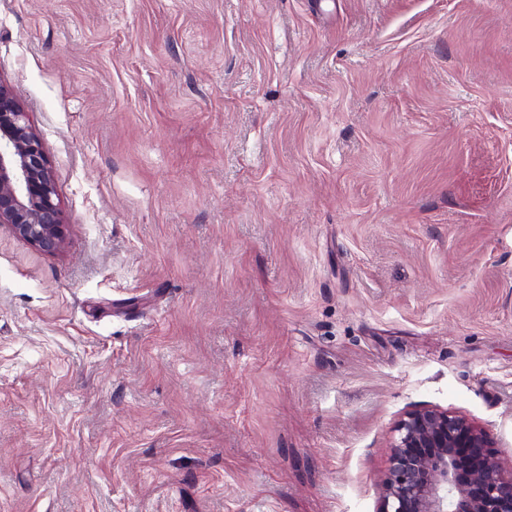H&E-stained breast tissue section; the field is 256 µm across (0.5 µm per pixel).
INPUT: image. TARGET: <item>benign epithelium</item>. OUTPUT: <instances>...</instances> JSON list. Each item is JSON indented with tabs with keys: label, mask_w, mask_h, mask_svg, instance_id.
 Returning <instances> with one entry per match:
<instances>
[{
	"label": "benign epithelium",
	"mask_w": 512,
	"mask_h": 512,
	"mask_svg": "<svg viewBox=\"0 0 512 512\" xmlns=\"http://www.w3.org/2000/svg\"><path fill=\"white\" fill-rule=\"evenodd\" d=\"M0 224L49 255L63 250V214L41 140L0 82ZM380 512H512V471L493 438L463 415L422 407L397 426Z\"/></svg>",
	"instance_id": "benign-epithelium-1"
}]
</instances>
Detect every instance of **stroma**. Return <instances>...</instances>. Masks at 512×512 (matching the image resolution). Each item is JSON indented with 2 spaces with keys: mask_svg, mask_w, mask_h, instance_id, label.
Masks as SVG:
<instances>
[{
  "mask_svg": "<svg viewBox=\"0 0 512 512\" xmlns=\"http://www.w3.org/2000/svg\"><path fill=\"white\" fill-rule=\"evenodd\" d=\"M0 82V512H379L419 407L512 469V0H0ZM0 224L45 254L63 250V214L49 161L27 112L1 82Z\"/></svg>",
  "mask_w": 512,
  "mask_h": 512,
  "instance_id": "obj_1",
  "label": "stroma"
}]
</instances>
